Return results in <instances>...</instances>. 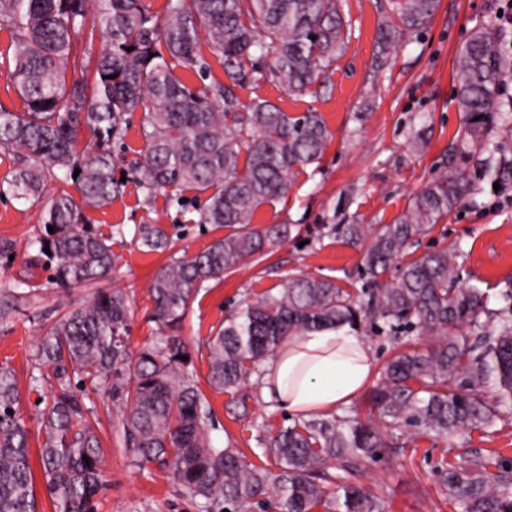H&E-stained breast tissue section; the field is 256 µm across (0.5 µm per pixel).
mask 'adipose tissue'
<instances>
[{
    "label": "adipose tissue",
    "instance_id": "obj_1",
    "mask_svg": "<svg viewBox=\"0 0 512 512\" xmlns=\"http://www.w3.org/2000/svg\"><path fill=\"white\" fill-rule=\"evenodd\" d=\"M375 357L347 327L289 337L261 366V391L274 410L296 419L330 415L370 383Z\"/></svg>",
    "mask_w": 512,
    "mask_h": 512
}]
</instances>
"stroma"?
I'll return each mask as SVG.
<instances>
[{
  "mask_svg": "<svg viewBox=\"0 0 512 512\" xmlns=\"http://www.w3.org/2000/svg\"><path fill=\"white\" fill-rule=\"evenodd\" d=\"M502 4L503 0H441L425 29L382 56L376 31L391 13L390 0H341L351 37L325 88L291 95L267 72L257 83L239 89L245 103L261 98L291 115L320 113L331 140L321 162L300 171L285 198L262 206L253 217L258 226L299 225L300 233L271 246L264 257L246 259L222 281L209 282L183 320L180 334L198 384L206 382L208 336L244 294L279 287L297 274L327 278L351 294H360L366 285L362 252L337 238L331 227L358 219L392 223L413 196L444 171L448 149L466 122L456 101V52L474 30L496 20ZM143 118L140 111L126 116L125 133L112 147L115 172L125 178L123 194L111 206L90 214L92 224L112 236L115 264L106 285L124 289L131 298L129 346L135 352L160 334L150 319L149 297L158 270L171 256L200 252L225 234L216 225H200L191 205L163 194L146 199L134 170L145 146ZM420 129L426 132V146L416 152L411 136ZM16 168L13 156L0 150V240L14 244L12 256H0V364L15 371L18 409L35 449L42 441L37 401L49 396L54 384L50 378L37 385L32 382L40 372L37 344L65 311L91 301L97 287H60L49 270L37 264L42 207L12 194ZM466 174L474 197L436 224L419 248L453 250L461 283L488 288L489 305L498 308L501 293L512 291V203L496 204L495 189L500 186L512 194V178L492 185L474 162ZM145 224L163 227L173 241L172 249L146 251L138 241ZM205 395L213 413L209 430L213 445L239 448L253 463L265 464L263 438L291 425V418L271 411L255 383L233 394L207 389ZM85 402L99 429L108 484L98 512H224L223 502L195 497L156 464L131 458L123 446L118 404L91 389L85 392ZM483 448L500 449L512 464V424H498L489 437L475 432L446 441L421 435L405 447L382 449L377 459L364 462L359 480L384 492L390 512H457L440 494L436 472L442 460L461 461Z\"/></svg>",
  "mask_w": 512,
  "mask_h": 512,
  "instance_id": "stroma-1",
  "label": "stroma"
}]
</instances>
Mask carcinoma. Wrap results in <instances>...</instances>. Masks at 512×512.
Listing matches in <instances>:
<instances>
[{
  "mask_svg": "<svg viewBox=\"0 0 512 512\" xmlns=\"http://www.w3.org/2000/svg\"><path fill=\"white\" fill-rule=\"evenodd\" d=\"M439 5L397 0L394 17L378 28L379 52L425 27ZM89 17V38L104 42L96 54L78 50L75 41ZM0 26L11 29L12 76L23 102L21 112L0 108V150L17 160L13 194L44 202L41 223L54 231L37 243L55 283L82 284L112 272L110 238L88 213L123 192L112 142L122 137L123 116L139 108L146 109L138 162L146 197L203 195L199 223L229 229L205 250L171 258L151 281L152 319L168 331L161 342L132 353L131 302L119 288L99 290L42 336L38 355L55 389L40 411L38 455L55 512H97L106 488L102 445L84 402L88 384L123 404V445L132 456L156 463L196 497L224 501V512H387L384 496L354 477L393 432L408 426L446 439L486 434L512 411V293L495 319L481 324L489 295L459 283L453 253L410 252L474 194L466 177L472 160L492 181L512 172L491 129H512V105L497 104L496 27L473 31L457 51L456 101L467 121L447 170L390 224L333 225L336 236L363 250L366 300L330 280L293 275L274 292L244 298L209 340L208 385L227 393L260 373L288 337L306 331L347 325L359 332L368 320L384 332L429 340L423 350L409 342L379 371L369 392L376 419L332 415L282 427L262 442L268 468L246 461L238 448L212 444L209 403L191 361L179 359L190 353L177 330L206 283L297 229L258 227L252 219L288 195L299 170L319 163L327 125L316 112L291 116L265 99L244 104L235 88L257 82L256 64L266 60L292 94L321 84L350 38L341 0H166L162 16L144 0H0ZM202 32L227 82L193 88L178 70L197 63ZM84 130L91 134L86 144ZM51 178L72 180L79 196L46 192ZM139 234L150 252L170 248L156 224ZM394 266L397 278L386 279ZM487 389L493 396L484 395ZM18 400L15 374L1 365L0 512H37ZM504 463L495 451L446 461L438 470L440 491L459 512H512V467Z\"/></svg>",
  "mask_w": 512,
  "mask_h": 512,
  "instance_id": "carcinoma-1",
  "label": "carcinoma"
}]
</instances>
